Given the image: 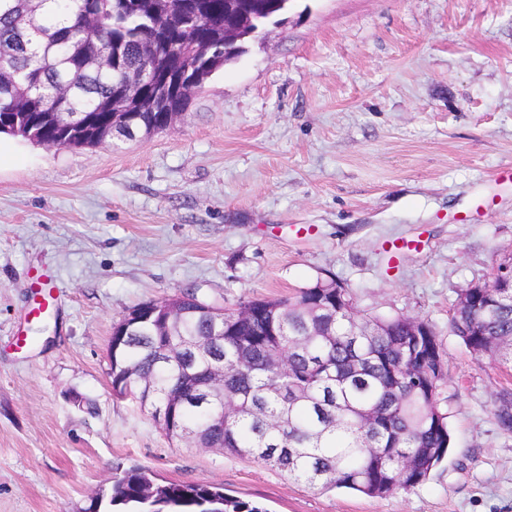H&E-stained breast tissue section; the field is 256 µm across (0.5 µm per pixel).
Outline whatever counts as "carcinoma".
<instances>
[{
	"label": "carcinoma",
	"mask_w": 512,
	"mask_h": 512,
	"mask_svg": "<svg viewBox=\"0 0 512 512\" xmlns=\"http://www.w3.org/2000/svg\"><path fill=\"white\" fill-rule=\"evenodd\" d=\"M54 7L45 9V3ZM85 0H0V46H15L11 80L0 82V133L44 144L59 134L71 147L96 146L71 118L83 115L98 130L110 126V102L125 78L146 71L139 42L142 28L166 25L177 0H143V15H130L123 0H94L95 13L75 22ZM219 25L177 31L160 53L192 66L185 79L202 85L224 67L225 0H205ZM263 20L288 14L290 0H237ZM96 45L120 52L118 68L79 66L82 49ZM144 102L135 106L139 134L162 129L165 113L183 112L190 97L166 92L154 78L145 82ZM184 311L175 334L191 340L210 333V320L193 290L179 295ZM252 310L247 321L238 318ZM158 312L153 302L133 307L130 334L112 336V390L126 393L130 367L153 381L149 393L162 403L180 396L173 424L206 447L268 463L281 474L314 488H345L370 497L409 491L425 482L450 451L448 413L440 405L447 379L431 327L401 316H368L355 309L347 288L320 278L296 302L252 299L224 311V395L199 394L180 366L155 358L158 337L150 330ZM451 331L470 350L496 343L495 361L512 366V288L458 292ZM288 353V370L269 363ZM224 408V430L211 418ZM499 428L512 434V391L503 390L495 412ZM265 512L207 484L156 482L136 467L112 481L101 512Z\"/></svg>",
	"instance_id": "1"
}]
</instances>
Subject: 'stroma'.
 I'll return each instance as SVG.
<instances>
[{"label": "stroma", "instance_id": "stroma-1", "mask_svg": "<svg viewBox=\"0 0 512 512\" xmlns=\"http://www.w3.org/2000/svg\"><path fill=\"white\" fill-rule=\"evenodd\" d=\"M174 128L85 148L0 137V512H82L113 477L215 485L265 512H512V369L449 319L512 259V0H293ZM472 217L459 223L460 214ZM53 305L31 316L29 273ZM332 276L372 316L428 323L451 452L408 492L313 489L171 441L112 392L139 304L227 308Z\"/></svg>", "mask_w": 512, "mask_h": 512}]
</instances>
